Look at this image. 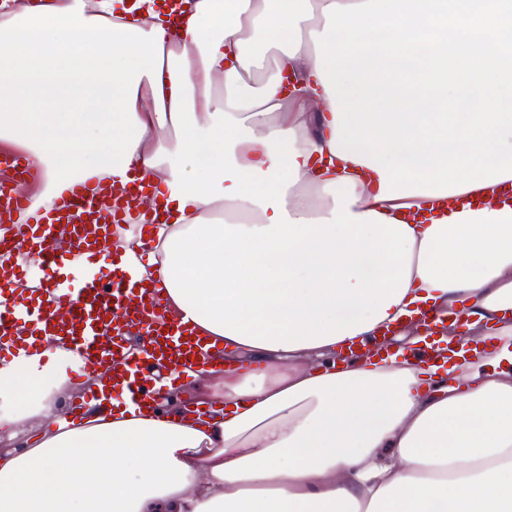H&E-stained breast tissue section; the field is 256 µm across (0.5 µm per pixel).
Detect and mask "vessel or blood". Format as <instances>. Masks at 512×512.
Returning <instances> with one entry per match:
<instances>
[{"label": "vessel or blood", "instance_id": "vessel-or-blood-1", "mask_svg": "<svg viewBox=\"0 0 512 512\" xmlns=\"http://www.w3.org/2000/svg\"><path fill=\"white\" fill-rule=\"evenodd\" d=\"M0 213L8 214L11 239L24 250L25 264L0 253V358L29 352L35 336L68 341L80 361V373L101 372L106 384L125 395L130 407L165 415L163 393L168 384L202 370L224 372V349L169 320L163 294L143 288L131 273L117 267L97 271L110 260L118 230L138 208L136 195L74 185L62 206L49 215L33 212L32 200L19 189L30 170L17 156L0 157ZM67 235L72 244L61 252L54 242ZM39 273L41 288L24 297L13 283ZM466 312H458L460 330L448 347L438 344L446 322H433L429 343L411 349V358L426 362L465 350Z\"/></svg>", "mask_w": 512, "mask_h": 512}]
</instances>
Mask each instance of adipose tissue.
Segmentation results:
<instances>
[{
    "label": "adipose tissue",
    "mask_w": 512,
    "mask_h": 512,
    "mask_svg": "<svg viewBox=\"0 0 512 512\" xmlns=\"http://www.w3.org/2000/svg\"><path fill=\"white\" fill-rule=\"evenodd\" d=\"M355 2L190 0L174 29L154 0H0V143L35 207L135 186L120 265L243 364L200 375L197 419L104 391L73 422L48 407L68 346L0 359V512H512V205L384 200L334 154L310 33ZM460 304L457 361L339 359Z\"/></svg>",
    "instance_id": "ef3b65f1"
}]
</instances>
